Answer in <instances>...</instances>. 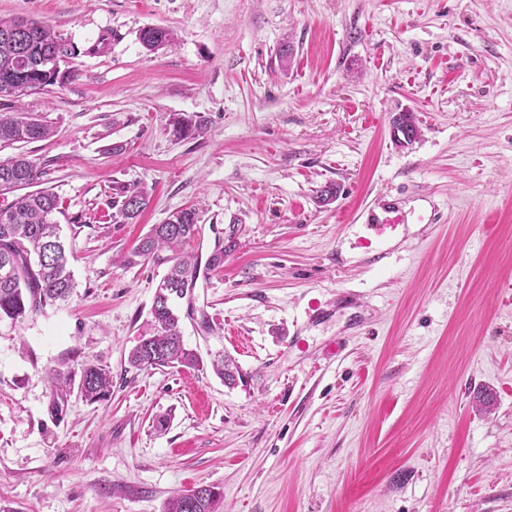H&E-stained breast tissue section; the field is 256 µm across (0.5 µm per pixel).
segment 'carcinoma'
<instances>
[{"label": "carcinoma", "mask_w": 512, "mask_h": 512, "mask_svg": "<svg viewBox=\"0 0 512 512\" xmlns=\"http://www.w3.org/2000/svg\"><path fill=\"white\" fill-rule=\"evenodd\" d=\"M142 46L153 52L169 46L173 33L161 26L141 30ZM71 54L70 44L45 25L23 18H0V100L13 96L11 90L22 81L30 91L43 90L57 79L34 74L35 57L42 54ZM399 132L404 140L396 139L400 147L418 138L419 130L411 112L397 114ZM172 132L179 138L195 133L196 125L179 113L168 118ZM48 126L33 119L27 112L0 116V145L41 140L50 135ZM41 176L37 166L19 154L0 160V190L30 185ZM148 192L142 185L123 186L112 201L119 223L129 224L146 208ZM56 195L43 189L23 194L5 207H0V321L18 322L29 314L70 298L76 288L69 268L68 254L60 236ZM199 233V217L192 208L172 212L161 224L152 225L138 247L124 259L135 265L147 259L169 264L160 285L166 299L152 303V328L142 336L128 356L129 364L137 369L157 367L195 368L200 365L198 354L185 347L180 327L177 302L195 286L198 257L182 250L183 244ZM166 251L168 255L161 256ZM212 369L224 384L233 385L240 376L234 362L223 357L212 362ZM112 387L108 368L86 364L81 368L80 394L95 403L106 398ZM218 493L210 486H199L172 497L166 512H215Z\"/></svg>", "instance_id": "1"}]
</instances>
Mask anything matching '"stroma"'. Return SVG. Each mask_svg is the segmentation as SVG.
<instances>
[{
	"instance_id": "35a3bbf8",
	"label": "stroma",
	"mask_w": 512,
	"mask_h": 512,
	"mask_svg": "<svg viewBox=\"0 0 512 512\" xmlns=\"http://www.w3.org/2000/svg\"><path fill=\"white\" fill-rule=\"evenodd\" d=\"M16 16L74 48L61 83L0 101L51 129L0 158L57 195L77 288L0 322V512H165L201 484L217 512H512V0H0ZM147 26L174 43L146 51ZM391 200L407 223L359 225ZM183 208L190 251H225L179 310L203 364L135 369L167 266L123 259ZM116 194L121 198L116 200L117 197H115L112 201V207L117 208L113 216L116 224L132 223L146 208L149 201L148 192L142 185L122 186ZM117 217L121 220L117 221ZM80 394L86 401L95 403L104 400L112 387V375L108 368L86 364L81 368Z\"/></svg>"
}]
</instances>
